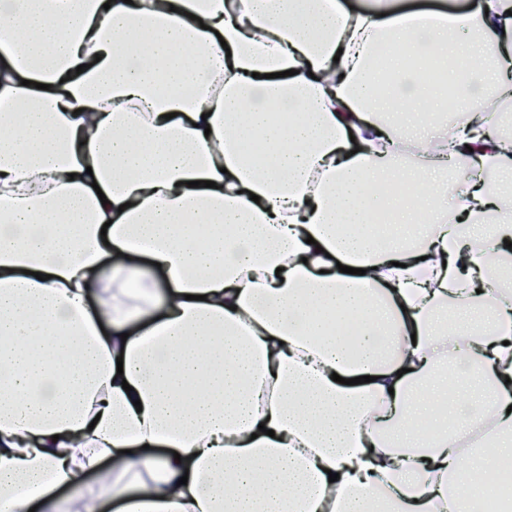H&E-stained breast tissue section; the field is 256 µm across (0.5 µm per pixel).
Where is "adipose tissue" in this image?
I'll return each instance as SVG.
<instances>
[{"label": "adipose tissue", "instance_id": "ef3b65f1", "mask_svg": "<svg viewBox=\"0 0 512 512\" xmlns=\"http://www.w3.org/2000/svg\"><path fill=\"white\" fill-rule=\"evenodd\" d=\"M421 16L0 0V504L479 512L467 463L512 452V0Z\"/></svg>", "mask_w": 512, "mask_h": 512}]
</instances>
